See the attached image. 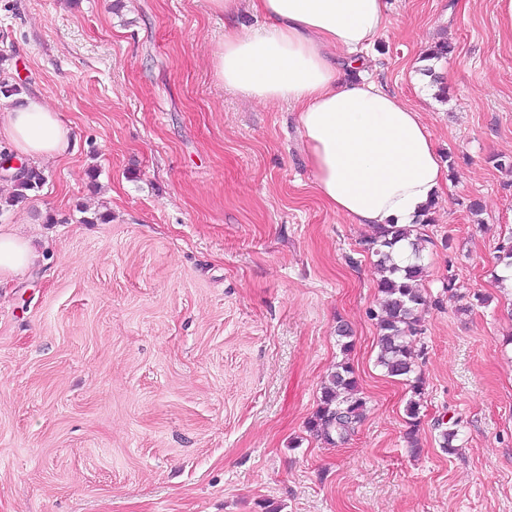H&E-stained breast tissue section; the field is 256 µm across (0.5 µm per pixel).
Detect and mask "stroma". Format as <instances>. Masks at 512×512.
Wrapping results in <instances>:
<instances>
[{"mask_svg":"<svg viewBox=\"0 0 512 512\" xmlns=\"http://www.w3.org/2000/svg\"><path fill=\"white\" fill-rule=\"evenodd\" d=\"M387 4L372 77L421 112L450 182L419 227L416 454L409 388L376 362L370 229L316 195L291 105L245 103L214 76L225 26L263 18L0 0V80L75 139L41 190L0 206V231L37 253L0 285V512H512V291L495 279L512 39L495 0ZM442 39L440 83L417 88ZM345 356L366 408L333 447L306 423ZM441 420L460 423L456 453Z\"/></svg>","mask_w":512,"mask_h":512,"instance_id":"stroma-1","label":"stroma"}]
</instances>
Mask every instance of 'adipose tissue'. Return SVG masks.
<instances>
[{"mask_svg": "<svg viewBox=\"0 0 512 512\" xmlns=\"http://www.w3.org/2000/svg\"><path fill=\"white\" fill-rule=\"evenodd\" d=\"M262 29L229 28L216 77L251 102H287L324 205L355 224L422 223L447 183L420 112L368 75L386 0H250ZM72 130L29 98L0 107V139L33 162L65 155Z\"/></svg>", "mask_w": 512, "mask_h": 512, "instance_id": "1", "label": "adipose tissue"}]
</instances>
